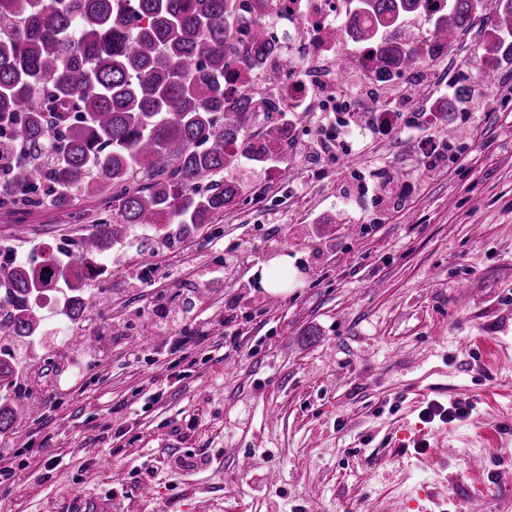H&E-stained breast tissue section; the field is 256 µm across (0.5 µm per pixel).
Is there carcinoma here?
I'll list each match as a JSON object with an SVG mask.
<instances>
[{
	"label": "carcinoma",
	"mask_w": 512,
	"mask_h": 512,
	"mask_svg": "<svg viewBox=\"0 0 512 512\" xmlns=\"http://www.w3.org/2000/svg\"><path fill=\"white\" fill-rule=\"evenodd\" d=\"M0 0V210L25 216L42 207L93 223L75 253L0 265V314L8 340L30 346L42 331L37 298L65 296V315L79 326L98 304L92 282L132 224L165 239L196 236L236 206L240 177L283 155L292 144L277 90L293 63L267 71L265 90L231 95L236 68L259 66L272 49L265 17L277 0ZM352 0L349 34L370 49L375 68L415 73L448 55L480 16L490 29L475 41L468 72L441 120L453 136L454 102L482 92L474 81L512 62V0ZM429 14L424 36L406 31ZM248 28L239 56L234 32ZM106 195L96 219L76 201ZM18 362L0 349V381L15 386ZM38 408L17 392L0 395V434L18 432Z\"/></svg>",
	"instance_id": "cac0c4a2"
}]
</instances>
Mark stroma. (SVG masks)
<instances>
[{
  "label": "stroma",
  "instance_id": "obj_1",
  "mask_svg": "<svg viewBox=\"0 0 512 512\" xmlns=\"http://www.w3.org/2000/svg\"><path fill=\"white\" fill-rule=\"evenodd\" d=\"M499 72L458 103L464 137L443 170L424 174L416 134H353L322 171L294 154L257 170L260 196L208 232L145 250L153 230L132 228L84 323L96 356L60 334L52 294L49 334L20 373L41 414L22 446L0 436V467L15 472L0 512H420L426 496L432 512H467L476 496L512 512V65ZM376 166L400 172V208L349 199ZM25 225L16 236L0 211V247L26 258L79 238L50 207ZM282 254L294 268L274 304L254 270ZM132 263L182 275L129 288L116 271ZM162 307L181 316L163 335ZM457 403L469 414L451 423L426 412ZM94 448L122 482L96 473Z\"/></svg>",
  "mask_w": 512,
  "mask_h": 512
}]
</instances>
